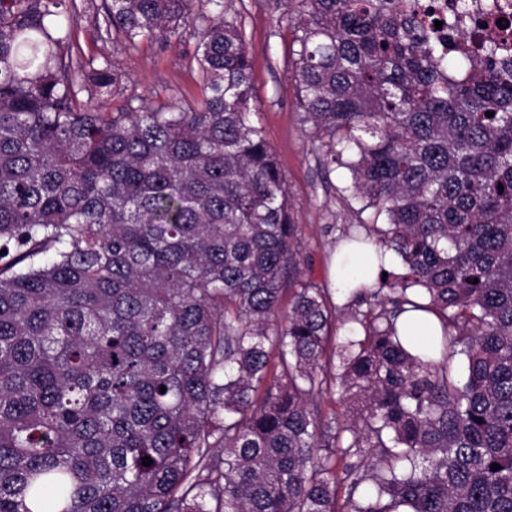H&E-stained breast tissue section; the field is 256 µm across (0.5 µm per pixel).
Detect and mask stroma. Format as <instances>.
I'll return each instance as SVG.
<instances>
[{
    "mask_svg": "<svg viewBox=\"0 0 512 512\" xmlns=\"http://www.w3.org/2000/svg\"><path fill=\"white\" fill-rule=\"evenodd\" d=\"M283 0H235L242 14L252 61L253 95L260 103L259 121L274 147L295 205L299 226L298 251L305 279L329 287V259L346 225L374 224L372 211L344 191L350 179L339 167L324 174L312 151V140L296 109V90L288 75L292 32L282 8ZM76 41L84 55L106 57L131 81L136 94L165 99L192 98L200 82L193 60L196 42L145 41L128 50L120 37L102 41L97 26L105 0H77Z\"/></svg>",
    "mask_w": 512,
    "mask_h": 512,
    "instance_id": "stroma-1",
    "label": "stroma"
}]
</instances>
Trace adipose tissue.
I'll use <instances>...</instances> for the list:
<instances>
[{
	"instance_id": "ef3b65f1",
	"label": "adipose tissue",
	"mask_w": 512,
	"mask_h": 512,
	"mask_svg": "<svg viewBox=\"0 0 512 512\" xmlns=\"http://www.w3.org/2000/svg\"><path fill=\"white\" fill-rule=\"evenodd\" d=\"M381 255V249L373 242L341 241L332 255L335 286L348 292L374 286Z\"/></svg>"
}]
</instances>
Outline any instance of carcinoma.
Segmentation results:
<instances>
[{
  "label": "carcinoma",
  "instance_id": "carcinoma-1",
  "mask_svg": "<svg viewBox=\"0 0 512 512\" xmlns=\"http://www.w3.org/2000/svg\"><path fill=\"white\" fill-rule=\"evenodd\" d=\"M285 7L319 165L386 217L344 234L406 268L341 307L300 279L238 11L110 0L128 50L196 40L200 93L108 112L129 77L73 57L76 0H0V512H512V46L445 53L423 0ZM400 336H404L408 346L415 352L422 354L430 336H434L438 321L431 315L405 313L397 323ZM335 393H326L316 399V410L324 420L336 418L333 427L339 428L346 426L347 415L343 406L336 402Z\"/></svg>",
  "mask_w": 512,
  "mask_h": 512
}]
</instances>
